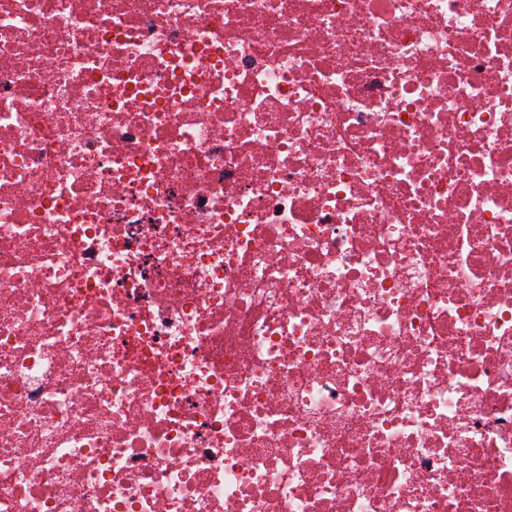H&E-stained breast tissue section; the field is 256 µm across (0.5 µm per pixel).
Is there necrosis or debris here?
Returning <instances> with one entry per match:
<instances>
[{
	"mask_svg": "<svg viewBox=\"0 0 512 512\" xmlns=\"http://www.w3.org/2000/svg\"><path fill=\"white\" fill-rule=\"evenodd\" d=\"M0 512H512V0H0Z\"/></svg>",
	"mask_w": 512,
	"mask_h": 512,
	"instance_id": "1",
	"label": "necrosis or debris"
}]
</instances>
